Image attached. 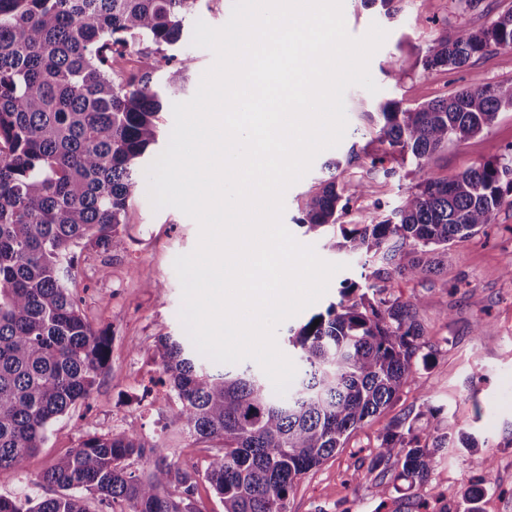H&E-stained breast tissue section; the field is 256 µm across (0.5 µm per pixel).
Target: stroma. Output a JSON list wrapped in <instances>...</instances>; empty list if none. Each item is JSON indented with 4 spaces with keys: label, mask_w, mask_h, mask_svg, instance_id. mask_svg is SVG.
<instances>
[{
    "label": "stroma",
    "mask_w": 512,
    "mask_h": 512,
    "mask_svg": "<svg viewBox=\"0 0 512 512\" xmlns=\"http://www.w3.org/2000/svg\"><path fill=\"white\" fill-rule=\"evenodd\" d=\"M399 6L397 15L387 17L362 0H343L352 37L364 36L374 24L387 32L369 63L379 90L372 94L353 86L346 91L343 140L338 147L322 151L310 171L284 194L286 228L299 243L314 247L322 260L339 264L340 269L331 277L327 293L284 321L278 335H286L338 301L344 285L353 283L363 291L373 282L372 255L335 249L329 237L307 233L298 222L300 200L317 185L324 162L339 160L342 180L367 182L366 196L349 203L342 221L370 223L390 214L416 182L410 166L397 159L392 162L395 175L385 181L371 179L366 168L349 162L351 148H364L376 137L371 113L390 99L414 106L467 86L512 81V48L488 52L460 68L426 72L417 67L399 83L388 74L392 61L415 60L462 26L480 27L511 11L512 0H400ZM511 146L509 109L475 137L449 142L430 166L435 174L451 177L503 157ZM198 236L195 221L172 207L153 210L142 192L128 209L116 250L109 254L90 247L77 250L69 287L86 319L111 336L110 364L86 404L52 424L25 473L0 472V495H38L34 479L56 458L77 448L83 433L104 435L130 426L163 448L180 467L203 469L210 448L177 434L172 424L175 404L157 398L159 339L184 333L178 316L181 285L173 262L196 247ZM442 261L440 274L395 284L403 297L418 299L427 363L417 364L396 403L354 431L336 457L302 478L289 497L288 512H418L419 502L436 490L442 492L450 512H456L474 473L467 452L452 446L436 452L428 484L408 488L395 466L385 477L390 487L387 500L378 497L369 459L388 424L410 411L419 415L418 430L441 422L474 433L481 452L494 459L493 483L482 510L512 512V280L504 275L512 267V205L498 209L485 231L449 247ZM157 281L163 282V289H154ZM479 320L487 323L481 336L473 333Z\"/></svg>",
    "instance_id": "stroma-1"
}]
</instances>
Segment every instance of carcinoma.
Here are the masks:
<instances>
[{
	"label": "carcinoma",
	"mask_w": 512,
	"mask_h": 512,
	"mask_svg": "<svg viewBox=\"0 0 512 512\" xmlns=\"http://www.w3.org/2000/svg\"><path fill=\"white\" fill-rule=\"evenodd\" d=\"M197 2L0 0V471L24 472L53 422L85 401L108 367L111 338L82 314L69 268L78 248L118 245L142 190V161L158 140L157 73L174 86L195 64L177 46ZM501 48H512V11L438 41L413 63L392 62L389 73L400 81L409 68H458ZM507 109L512 82L380 105L377 141L386 149L350 159L390 176L386 162L397 154L417 183L391 216L340 225L335 246L378 257L376 283L289 336L303 371L288 397L248 368H208L186 340L160 339L159 384L162 398L177 403L176 429L215 443L203 471L181 469L133 427L87 434L39 476L45 495H0V512H89L88 495L121 512H200L201 478L224 512H288L298 480L399 400L414 374L424 329L395 279L437 273L439 252L480 232L512 196V153L452 177L429 168L448 142L481 133ZM339 165L324 164L327 177L303 202L298 224L308 233L336 226L347 202L367 192L360 180H338ZM418 419L408 413L387 427L371 470L399 464L412 487L429 480L436 450L455 444L477 473L461 512H482L493 457L470 433L417 431ZM142 461L146 468H134Z\"/></svg>",
	"instance_id": "carcinoma-1"
}]
</instances>
